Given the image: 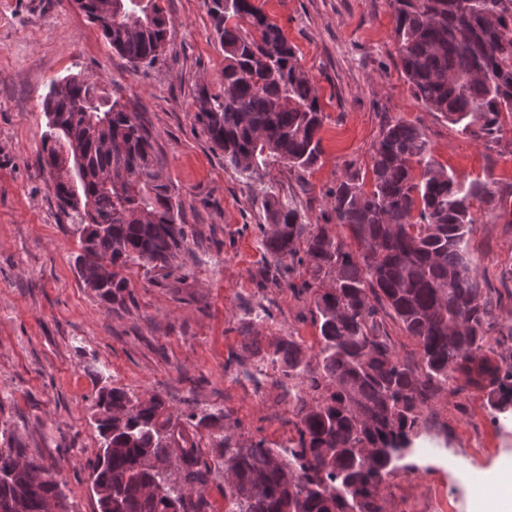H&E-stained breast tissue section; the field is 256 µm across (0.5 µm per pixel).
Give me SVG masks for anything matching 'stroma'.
<instances>
[{"mask_svg": "<svg viewBox=\"0 0 512 512\" xmlns=\"http://www.w3.org/2000/svg\"><path fill=\"white\" fill-rule=\"evenodd\" d=\"M295 45L325 116L322 160L297 171L277 162L245 180L197 120L198 91L224 86V50L210 0H162L172 20L158 60L134 67L112 50L75 0H0V448L21 445L49 468L70 512H97L89 463L100 437L91 424L102 386L160 395L174 414L217 407L232 433L287 443L296 420L277 383L262 392L236 377L294 337L319 351L312 300L291 287L258 290L264 263L259 230L268 192L301 209L308 223L331 219L329 192L345 173L371 181L373 147L388 119L423 131L434 160L487 182L512 202V116L496 138L462 134L427 111L403 77L390 0H256ZM97 81L104 96L139 114L164 173L196 232L170 275L128 265L122 302H101L82 282L79 234L61 212L52 179L37 165L51 81ZM469 249L495 306V336L512 333V224L475 204ZM418 445V474L397 471L381 486L382 512H470L466 474L493 478L512 453V410L493 411L483 394L439 392Z\"/></svg>", "mask_w": 512, "mask_h": 512, "instance_id": "1", "label": "stroma"}]
</instances>
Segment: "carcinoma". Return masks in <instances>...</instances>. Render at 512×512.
<instances>
[{"label":"carcinoma","mask_w":512,"mask_h":512,"mask_svg":"<svg viewBox=\"0 0 512 512\" xmlns=\"http://www.w3.org/2000/svg\"><path fill=\"white\" fill-rule=\"evenodd\" d=\"M76 0L113 50L150 65L172 20L159 0ZM394 40L414 97L466 135L494 138L512 115V0H391ZM224 48V87L201 89L197 117L224 152V165L248 177L278 161L307 170L323 154L317 88L283 29L254 0H212ZM254 29L244 30L240 21ZM49 131L40 167H55V197L78 226L84 284L105 303L123 300L130 264L170 272L189 248L186 225L151 135L97 83H52L44 100ZM336 223L306 224L271 191L264 208L265 264L258 287L285 267L310 279L288 287L313 295L320 348L310 367L302 346L282 339L272 355L305 395L295 435L269 448L222 434L224 409L173 414L158 395L104 387L94 420L102 438L91 480L99 512H202L212 467L224 469L228 512H381L383 478L419 471L415 439L434 395L473 388L494 410L512 408V353L485 350L495 312L469 250L474 203L506 213L488 184L440 166L422 130L391 119L374 146L372 190L348 173L330 194ZM421 347L398 359L384 317ZM221 430L216 435L213 429ZM221 449L203 458L202 431ZM181 478L173 479L171 465ZM68 512L59 483L20 447L0 448V512Z\"/></svg>","instance_id":"1"}]
</instances>
